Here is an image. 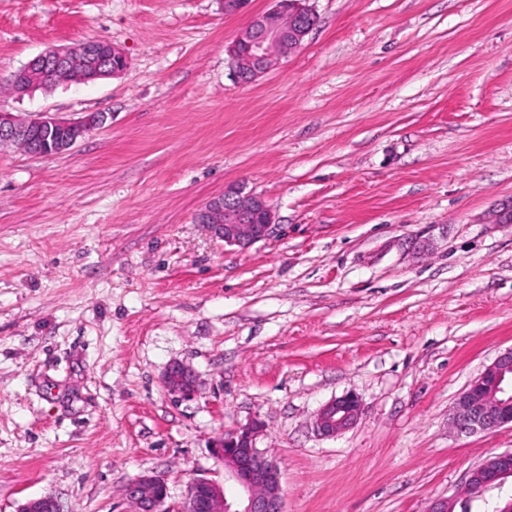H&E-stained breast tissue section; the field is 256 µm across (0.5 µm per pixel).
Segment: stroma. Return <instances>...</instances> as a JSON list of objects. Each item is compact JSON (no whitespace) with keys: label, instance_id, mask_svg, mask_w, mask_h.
I'll return each instance as SVG.
<instances>
[{"label":"stroma","instance_id":"1","mask_svg":"<svg viewBox=\"0 0 512 512\" xmlns=\"http://www.w3.org/2000/svg\"><path fill=\"white\" fill-rule=\"evenodd\" d=\"M303 45L243 85L228 46L272 0H0V110L109 115L61 155L0 148V512H169L209 448L259 424L285 512H428L512 449L460 394L512 349V0H307ZM119 46L116 77L17 96L50 48ZM235 185L270 235L194 215ZM189 365L188 399L162 383ZM362 413L322 437L318 409ZM362 413L359 398L353 394L332 399L324 404L315 419L316 431L324 437L336 436L350 428ZM124 497L134 512H166L168 488L163 478L143 475L133 479L124 489Z\"/></svg>","mask_w":512,"mask_h":512}]
</instances>
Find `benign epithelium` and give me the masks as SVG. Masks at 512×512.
Instances as JSON below:
<instances>
[{"label":"benign epithelium","instance_id":"7a95c632","mask_svg":"<svg viewBox=\"0 0 512 512\" xmlns=\"http://www.w3.org/2000/svg\"><path fill=\"white\" fill-rule=\"evenodd\" d=\"M274 2V7L256 15L228 47L236 77L243 84L252 83L277 67L301 47L316 25V16L304 0ZM126 65L122 49L107 41L86 40L66 49H49L14 73L13 93H29L63 69L81 72L87 83L117 76ZM107 119L105 112L74 118L58 112L0 111V147L19 146L35 155H58ZM195 222L206 225L227 245L246 247L269 235L273 215L262 198L229 187L224 195L209 200L198 210ZM162 381L172 395L185 398L196 393V376L182 363L171 364ZM361 413L359 398L353 394L332 399L317 413L316 431L332 437L350 428ZM452 425L465 434L512 428V349L500 354L459 396ZM211 455L238 485L239 498L230 501L219 484L196 478L187 487L182 512H284L280 469L267 452L256 446V427L225 433L212 443ZM508 485L512 486V450L473 468L467 481L470 497L483 498L486 512H512V492H503ZM493 489L499 495L486 498L485 494ZM124 497L132 512H167L168 488L159 476L133 479L124 489ZM17 512L64 510L56 497L47 494L22 503Z\"/></svg>","mask_w":512,"mask_h":512}]
</instances>
